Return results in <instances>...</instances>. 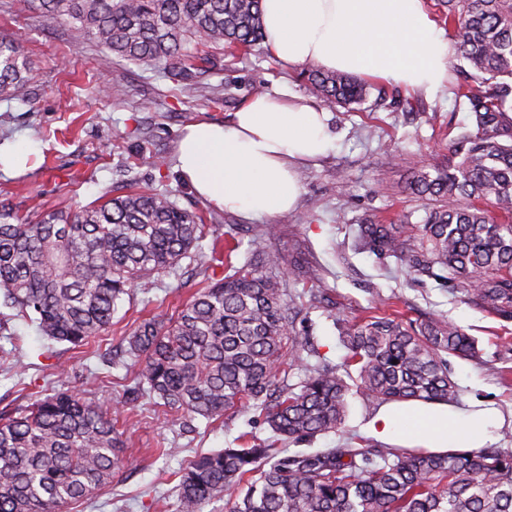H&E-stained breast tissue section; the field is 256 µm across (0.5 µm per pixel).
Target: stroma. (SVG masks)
I'll use <instances>...</instances> for the list:
<instances>
[{
	"mask_svg": "<svg viewBox=\"0 0 512 512\" xmlns=\"http://www.w3.org/2000/svg\"><path fill=\"white\" fill-rule=\"evenodd\" d=\"M14 38L31 67L23 98L0 99V146L28 154L27 168L15 174L0 170V203L35 216L99 202L132 185L171 190L181 208L204 210L218 233L240 240L233 253L242 264L259 245L265 225H275L271 246L288 251L292 263L279 274L289 293L308 297L312 286L300 267L318 266L325 283V300L303 310L302 327L313 336L329 364L342 365L346 349L340 338L342 321L366 315L381 299L397 296L406 318L442 317L476 339L479 355L450 358L460 400L481 398L512 410V322L505 323L470 304L450 284L410 272L392 257L359 251L358 228L366 221L409 217L422 223L427 204L408 188L416 166L444 165L453 138L470 126L464 101L451 85L435 92H408L391 84L384 99L369 95L360 106L329 111L336 139L328 154L299 170L298 207L284 215L247 218L214 207L199 198L175 168L182 128L208 120L231 123L234 112L257 89H288L307 95L297 72L288 71L267 49L237 58L200 75L214 90H229L216 101L195 97L176 86L162 69L124 64L128 92L110 97L111 71L98 64L94 42L73 46L67 23L51 21L29 9L25 0H0V35ZM155 101L142 110L143 99ZM205 280L198 258H183L176 271L156 276L148 288H134L112 320L105 343L119 345L143 319L167 317ZM7 320L8 344L0 337V412L16 411L35 395L61 385L88 402L108 408L126 400L120 423L127 438L128 466L123 476L93 499L64 512H175L174 471L197 456L238 447L241 437L260 440L272 432L252 413L215 422L186 421L167 415L148 397L127 400L135 370L129 359L105 362L92 347L71 348L41 336L35 324L0 310ZM343 431L304 442L307 450L336 448L364 435L376 409L355 396L348 400Z\"/></svg>",
	"mask_w": 512,
	"mask_h": 512,
	"instance_id": "stroma-1",
	"label": "stroma"
}]
</instances>
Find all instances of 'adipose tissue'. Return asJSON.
<instances>
[{
	"label": "adipose tissue",
	"mask_w": 512,
	"mask_h": 512,
	"mask_svg": "<svg viewBox=\"0 0 512 512\" xmlns=\"http://www.w3.org/2000/svg\"><path fill=\"white\" fill-rule=\"evenodd\" d=\"M265 45L284 67L316 63L334 70L435 91L448 80L454 45L426 0H262ZM323 107L279 90L248 100L231 124L201 121L178 142L182 179L214 206L249 217L291 211L299 199L301 163L333 144ZM490 402L388 403L366 430L376 441L437 453L491 441L503 425Z\"/></svg>",
	"instance_id": "obj_1"
}]
</instances>
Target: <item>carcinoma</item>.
<instances>
[{
    "label": "carcinoma",
    "instance_id": "cac0c4a2",
    "mask_svg": "<svg viewBox=\"0 0 512 512\" xmlns=\"http://www.w3.org/2000/svg\"><path fill=\"white\" fill-rule=\"evenodd\" d=\"M457 56L472 73L456 84L472 127L454 139L448 164L414 168L411 191L430 202L421 224L359 225L358 249L394 257L411 271L448 282L466 301L512 321V0H442ZM69 25L71 42L121 58L164 64L178 85L216 65L188 55L191 43L229 55L261 47L260 0H33ZM300 78L326 105L365 101L370 86L313 65ZM30 66L0 38V98L18 96ZM213 236L214 225L172 194L130 190L99 206L50 211L31 221L0 206V304L47 338L81 348L112 325L138 285L176 271ZM290 264L271 247L252 250L224 279L200 288L166 319H146L128 336L134 392L172 415L217 420L240 411L264 418L278 440L300 442L341 429L348 395L379 404L453 403L448 358L474 359L477 341L442 318L419 323L372 314L341 327L348 383L338 369L309 364L314 352L296 320L303 303L275 270ZM304 378L291 385L297 369ZM120 408L108 412L71 391L35 397L0 414V512H58L91 500L127 466ZM176 512L238 489L229 512H512V448L436 454L422 448L359 447L288 453L269 442L199 455L174 472Z\"/></svg>",
    "mask_w": 512,
    "mask_h": 512
}]
</instances>
